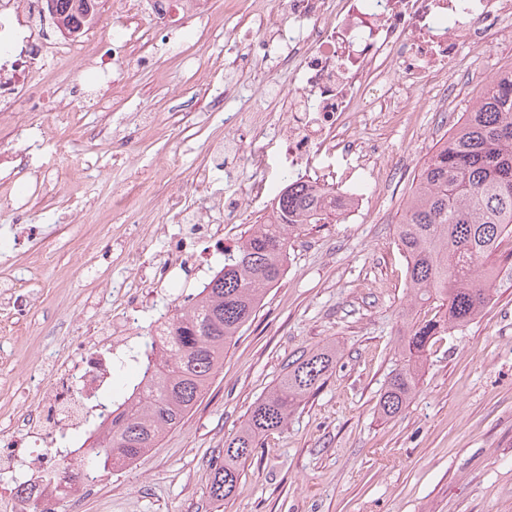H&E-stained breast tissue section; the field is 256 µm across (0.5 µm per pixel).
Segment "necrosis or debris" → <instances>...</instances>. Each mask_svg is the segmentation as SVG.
Here are the masks:
<instances>
[{
    "instance_id": "4bbe7bcc",
    "label": "necrosis or debris",
    "mask_w": 512,
    "mask_h": 512,
    "mask_svg": "<svg viewBox=\"0 0 512 512\" xmlns=\"http://www.w3.org/2000/svg\"><path fill=\"white\" fill-rule=\"evenodd\" d=\"M42 0H6L0 11V112H13L27 94L33 73L50 80L63 69L70 44L40 42L35 20ZM326 0H288V12L274 18L270 38L288 47L291 79L288 107L277 123L292 165L342 150L364 156L345 137L348 115L376 112L390 119L415 111V94L431 82L440 108L460 93L455 73L502 20L512 19V0H345L326 20ZM262 181L239 186L224 202L223 224L205 221L201 211L190 228L168 238L165 258L153 262V280L162 285L176 273L204 274L211 260L206 243L223 250L224 224L236 223L243 207L261 198ZM214 249V250H215ZM123 311L102 330L101 340H82L74 362L54 376L38 401L21 411L14 433L22 447L0 448V467L25 461L29 476L5 494L0 512H19L32 501L49 512L59 489L91 486L93 472L79 461L113 407L112 374L117 366L138 364L141 355L160 357L162 336L135 338L151 292L123 295ZM56 482H47V473Z\"/></svg>"
}]
</instances>
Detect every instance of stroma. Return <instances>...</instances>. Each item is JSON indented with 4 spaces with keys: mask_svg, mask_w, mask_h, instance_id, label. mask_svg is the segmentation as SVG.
Segmentation results:
<instances>
[{
    "mask_svg": "<svg viewBox=\"0 0 512 512\" xmlns=\"http://www.w3.org/2000/svg\"><path fill=\"white\" fill-rule=\"evenodd\" d=\"M269 10L264 0H205L197 15L175 9L161 20L151 0H109L70 70L107 68L117 86L39 84V111L18 104L22 137L0 119V282L36 295L20 317L0 304V446L74 344L110 319L117 286L149 288L145 268L163 244L141 255L134 236L177 230L171 190L207 208L231 244L295 175L274 132L251 122L287 105V49L251 51L267 36ZM104 28L128 35L119 59L96 42ZM476 56L459 75L473 96L512 68V22ZM417 106L389 123L351 116L373 163L356 176L363 214L292 239L286 275L226 347L192 412L136 462L99 471L87 493L64 499V512H512V238L490 259L487 306L431 341L409 406L391 419L376 409L410 300L396 226L422 166L472 109L465 99L435 111L427 86ZM228 112L242 116L244 153L266 158L268 196L227 225L217 201L233 190L224 167L238 163L224 149ZM76 155L87 166L66 174ZM204 167L215 178L206 198L194 188ZM328 344L339 354L324 384L261 438L234 495L213 499L210 465L225 440L289 363Z\"/></svg>",
    "mask_w": 512,
    "mask_h": 512,
    "instance_id": "obj_1",
    "label": "stroma"
}]
</instances>
